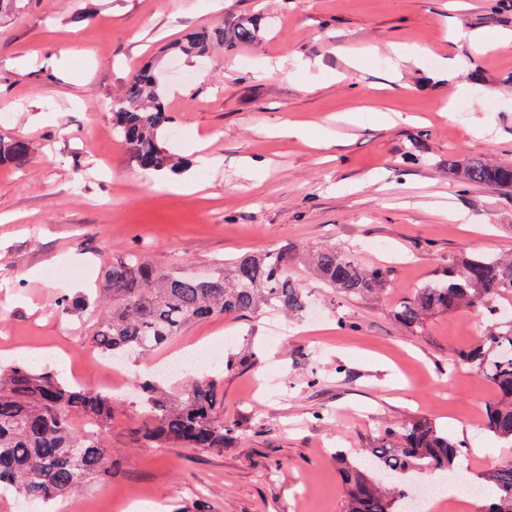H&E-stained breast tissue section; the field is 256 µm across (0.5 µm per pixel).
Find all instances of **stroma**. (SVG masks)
<instances>
[{"mask_svg": "<svg viewBox=\"0 0 512 512\" xmlns=\"http://www.w3.org/2000/svg\"><path fill=\"white\" fill-rule=\"evenodd\" d=\"M254 17L253 44L202 56L170 49L199 27ZM451 27L494 39L512 31V0L453 10L448 0H23L0 18V137L39 147L25 167L0 166V365L93 383L89 335L112 301L105 272L131 253L201 275L273 247L333 244L389 269L383 294L351 300L294 258L292 274L324 314L318 327L304 315L276 336L265 310L189 327L163 352L223 341L233 364L212 378L238 438L220 450L146 445L132 393L117 395L119 467L66 503L121 512L138 494L164 512L202 502L211 512H343L337 454L357 457L414 417L467 442L458 472L512 461V446L483 426L492 388L451 366L488 319L444 313L414 335L393 317L459 254L512 253V191L463 178L475 159L512 164V48L448 43ZM395 45L406 55L397 65ZM63 51L70 67L56 62ZM454 55L463 69L439 80ZM146 64L190 76L161 93L171 117L162 144L199 192L143 176L112 132V102ZM285 120L304 136L281 134ZM199 142L218 169L194 168Z\"/></svg>", "mask_w": 512, "mask_h": 512, "instance_id": "35a3bbf8", "label": "stroma"}]
</instances>
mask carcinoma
<instances>
[{
    "label": "carcinoma",
    "instance_id": "cac0c4a2",
    "mask_svg": "<svg viewBox=\"0 0 512 512\" xmlns=\"http://www.w3.org/2000/svg\"><path fill=\"white\" fill-rule=\"evenodd\" d=\"M257 20L230 30L207 26L176 45L179 52L202 54L214 46L232 50L257 40ZM163 81L145 66L134 73L112 105L114 132L145 172H175L178 162L160 145L170 119L160 103ZM32 152L28 141L0 138V164L23 166ZM472 182L512 189V165L470 162L463 171ZM310 273L333 291L354 299L385 289L388 270L365 267L334 245L302 256ZM112 310L97 320L91 344L114 360H146L191 325L216 316L244 315L261 307L288 314L308 308L306 289L290 278L288 255L277 250L250 254L206 278L166 271L130 254L106 272ZM512 299V258L480 252L463 254L448 269L412 290L394 312L406 331L425 330L430 316L468 309L492 319L473 345L456 351L453 364L483 376L494 396L484 409L486 429L512 443V318L492 315ZM150 420L137 436L148 445L182 443L222 449L237 425L217 415L212 381H193L173 394L155 374L136 385ZM114 399L91 386H77L47 372L12 364L0 366V489L26 503H47L95 479L112 474V446L106 436ZM82 415L95 429L77 430L71 416ZM464 443L428 418L387 427L377 445L356 461L337 457L344 491L343 512H403L402 503L423 471H454ZM486 512H512V463L481 476Z\"/></svg>",
    "mask_w": 512,
    "mask_h": 512
}]
</instances>
